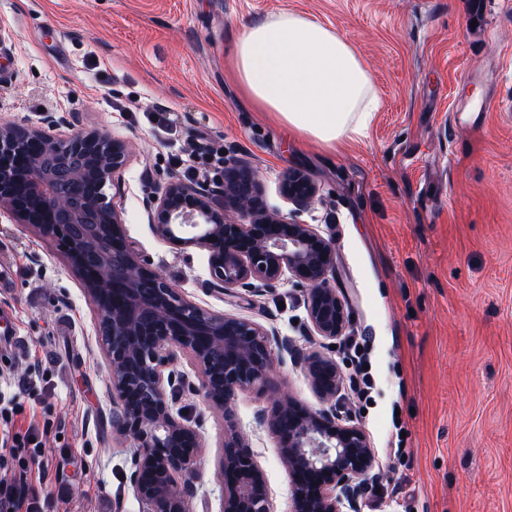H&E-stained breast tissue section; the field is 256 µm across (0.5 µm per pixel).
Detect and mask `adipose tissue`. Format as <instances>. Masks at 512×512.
<instances>
[{"instance_id": "ef3b65f1", "label": "adipose tissue", "mask_w": 512, "mask_h": 512, "mask_svg": "<svg viewBox=\"0 0 512 512\" xmlns=\"http://www.w3.org/2000/svg\"><path fill=\"white\" fill-rule=\"evenodd\" d=\"M230 69L259 115L328 150L362 133L376 110L357 49L315 17L280 11L231 35Z\"/></svg>"}]
</instances>
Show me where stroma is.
<instances>
[{"label":"stroma","mask_w":512,"mask_h":512,"mask_svg":"<svg viewBox=\"0 0 512 512\" xmlns=\"http://www.w3.org/2000/svg\"><path fill=\"white\" fill-rule=\"evenodd\" d=\"M282 10L334 27L369 64L379 109L365 135L332 151L296 143L232 79L234 27ZM0 34V123L50 112L56 136L104 130L125 142L113 202L140 258L187 300L277 331L344 373L342 349L311 330L304 288L214 289L208 252L159 237L143 203L180 180L220 206L216 177L189 169L199 142L258 170L268 205L285 213L279 177L308 173L319 196L297 217L335 240L329 284L375 382L369 405L346 385L336 404L377 458L355 512H512V0H0ZM0 243L13 275L0 313L25 343L20 356L0 348V395L23 405L0 425L45 432L42 468L9 477L43 483L48 512H144L130 483L136 448L113 424L95 306L35 228L0 213ZM274 368L283 390L321 408L292 353L275 350ZM173 370L183 379L174 408L205 445L191 510L221 512L224 418L188 357ZM266 405L240 395L235 423L275 512H289L288 474L258 420ZM400 427L401 457L387 447Z\"/></svg>","instance_id":"1"}]
</instances>
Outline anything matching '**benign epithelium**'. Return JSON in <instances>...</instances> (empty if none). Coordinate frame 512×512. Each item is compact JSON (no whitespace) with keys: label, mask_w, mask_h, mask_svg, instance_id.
Here are the masks:
<instances>
[{"label":"benign epithelium","mask_w":512,"mask_h":512,"mask_svg":"<svg viewBox=\"0 0 512 512\" xmlns=\"http://www.w3.org/2000/svg\"><path fill=\"white\" fill-rule=\"evenodd\" d=\"M52 115L39 125H0V209L53 239L83 281L99 314V335L110 365L115 428L137 447L130 481L145 512H190L194 488L185 476L203 448L198 431L173 412L170 366L182 353L200 374L206 399L224 411L218 477L221 512H274L265 473L233 422L239 393L269 395L259 421L276 440L292 483L290 512H345L353 506L355 480L375 466L366 432L336 419L342 378L336 361L304 354L305 376L326 407L310 410L282 392L274 374L273 345L288 341L246 318L215 313L186 298L161 272L141 262L127 239L124 219L105 192L121 193L118 171L126 145L105 131L56 138ZM94 168L100 193L81 190ZM258 172L224 163V206L202 192L170 181L146 198L155 233L209 253L212 285L226 293L272 289L288 279L306 287L313 332L329 340L349 323L345 301L329 286L336 248L313 225L268 207ZM279 192L308 209L319 187L301 169L279 179ZM39 201L37 210L24 200Z\"/></svg>","instance_id":"obj_1"}]
</instances>
